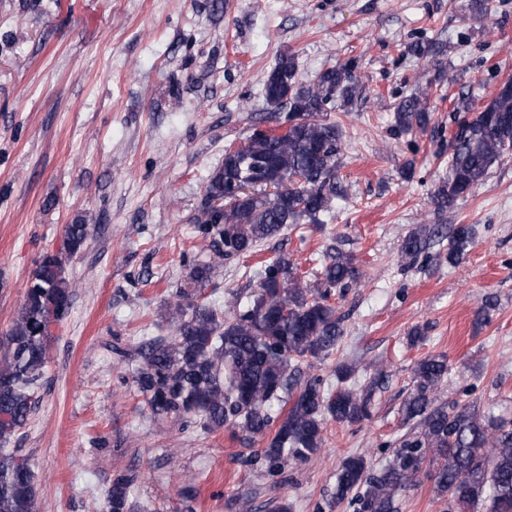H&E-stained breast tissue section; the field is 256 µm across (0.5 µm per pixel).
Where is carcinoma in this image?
<instances>
[{
  "mask_svg": "<svg viewBox=\"0 0 512 512\" xmlns=\"http://www.w3.org/2000/svg\"><path fill=\"white\" fill-rule=\"evenodd\" d=\"M355 62L338 63L309 84L296 82L297 62L283 54L267 76L264 96L274 121L288 109L283 135L249 136L212 173L206 196L224 199V212H203L213 260L191 268L194 288L176 290L167 315L169 333L139 348L133 378L151 414L202 423L211 433L232 429L252 441L269 439L245 463L277 483L288 461H305L323 447L327 424L356 423L371 417L380 378L357 389L349 384L355 367L335 368L336 387L310 370L335 354L344 337L332 298L358 280L351 255L332 244L321 251L314 280L304 279L290 256L264 264L247 301L238 296L223 308L197 301L217 261L257 252L290 224H322L333 211L336 172L342 153L337 124L320 119L334 97L352 99L357 90ZM425 90L399 103L395 129L426 130L432 113ZM461 104L451 116L448 177L432 194L440 210L453 207L484 181L512 149V82L500 84L480 111ZM298 180L281 192L266 191L269 178ZM254 182L251 194L225 195L234 184ZM90 236L83 218L66 225V256L47 254L32 273L23 304L5 337L0 356V512H37V482L29 460L6 448L29 421L37 399L33 388L48 363L52 323L68 311L72 289L66 258L78 254ZM473 238L459 224L448 241V264L462 259ZM426 229L407 235L401 256L412 264L427 246ZM448 380V358L428 355L414 367L413 386L403 401L402 419L417 422L384 466L375 470L362 457L346 459L336 473L332 500H345L355 512H393L396 494L414 485L426 456L436 467V492L448 499V512H512V421L485 416L473 401L436 404ZM137 475L117 476L107 490L103 512H131L130 488Z\"/></svg>",
  "mask_w": 512,
  "mask_h": 512,
  "instance_id": "carcinoma-1",
  "label": "carcinoma"
}]
</instances>
